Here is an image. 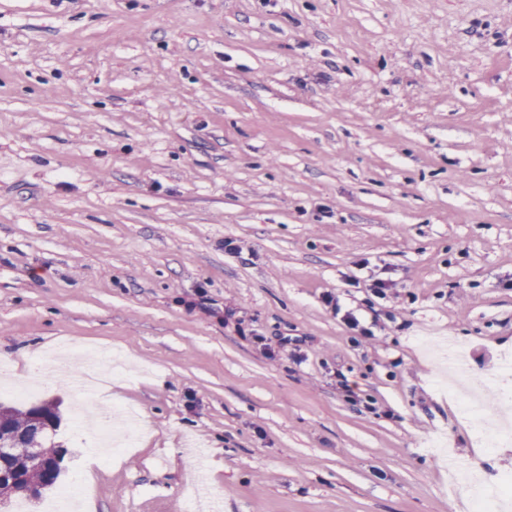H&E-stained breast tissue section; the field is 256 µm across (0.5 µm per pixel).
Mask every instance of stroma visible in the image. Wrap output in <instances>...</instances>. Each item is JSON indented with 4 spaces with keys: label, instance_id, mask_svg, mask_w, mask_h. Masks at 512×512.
<instances>
[{
    "label": "stroma",
    "instance_id": "obj_1",
    "mask_svg": "<svg viewBox=\"0 0 512 512\" xmlns=\"http://www.w3.org/2000/svg\"><path fill=\"white\" fill-rule=\"evenodd\" d=\"M75 345L122 355L116 459ZM507 353L512 0H0V403L66 452L14 512H470ZM462 412L470 418L477 426L480 432V437L483 440L484 447L496 448L499 445L503 435L507 433L509 440L512 438V428L507 423L504 426L501 421L497 424H489L485 421L481 413L480 407L474 397L467 398L462 402Z\"/></svg>",
    "mask_w": 512,
    "mask_h": 512
}]
</instances>
